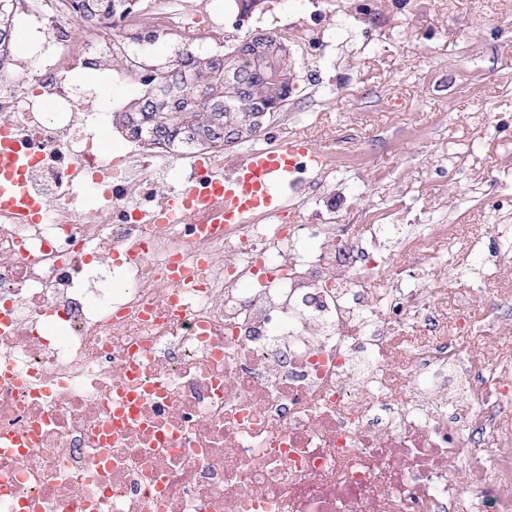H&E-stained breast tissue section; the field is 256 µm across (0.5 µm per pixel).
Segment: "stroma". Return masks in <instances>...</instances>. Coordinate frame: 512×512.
Here are the masks:
<instances>
[{
  "label": "stroma",
  "instance_id": "1",
  "mask_svg": "<svg viewBox=\"0 0 512 512\" xmlns=\"http://www.w3.org/2000/svg\"><path fill=\"white\" fill-rule=\"evenodd\" d=\"M140 9L178 13L198 32L199 54L223 51L219 36L234 17L228 0H141ZM13 22L18 63L4 79L30 80L44 34L22 11ZM250 26L287 34L299 84L258 145L301 133L341 160L310 196H296L285 223L360 224L375 213L395 224H481L500 243L501 225H512V0H268ZM99 31L149 68L181 45L151 25ZM67 78L104 114L98 133H111L120 152L151 156L110 122L140 84L83 64Z\"/></svg>",
  "mask_w": 512,
  "mask_h": 512
}]
</instances>
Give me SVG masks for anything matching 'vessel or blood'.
I'll return each instance as SVG.
<instances>
[{"label":"vessel or blood","instance_id":"obj_1","mask_svg":"<svg viewBox=\"0 0 512 512\" xmlns=\"http://www.w3.org/2000/svg\"><path fill=\"white\" fill-rule=\"evenodd\" d=\"M329 152L310 138L290 137L242 153L224 171L194 159V174L167 196L156 211L139 212L146 224H197L201 235L218 234L222 226L276 220L287 214L291 188L324 171ZM29 162L19 147L0 145V206L21 221L38 216L35 199L25 190Z\"/></svg>","mask_w":512,"mask_h":512}]
</instances>
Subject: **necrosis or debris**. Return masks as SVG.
Masks as SVG:
<instances>
[{
    "label": "necrosis or debris",
    "instance_id": "1",
    "mask_svg": "<svg viewBox=\"0 0 512 512\" xmlns=\"http://www.w3.org/2000/svg\"><path fill=\"white\" fill-rule=\"evenodd\" d=\"M19 5L53 52L39 94L0 86L42 203L34 224L0 209V433L35 441L0 455V512H512V283L405 275L457 242L478 260L483 228L139 223L127 180L157 207L166 168L114 159L67 80L124 42L73 34L75 0ZM175 257L201 287L173 294Z\"/></svg>",
    "mask_w": 512,
    "mask_h": 512
}]
</instances>
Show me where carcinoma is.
<instances>
[{
    "label": "carcinoma",
    "instance_id": "obj_1",
    "mask_svg": "<svg viewBox=\"0 0 512 512\" xmlns=\"http://www.w3.org/2000/svg\"><path fill=\"white\" fill-rule=\"evenodd\" d=\"M0 0V53L16 43L11 5ZM140 0H76L77 18L86 26L117 24L137 11ZM236 12L234 29L264 9L266 0H230ZM267 51L245 59L249 44ZM143 90L124 111L113 114L128 139L172 155L197 149L227 148L224 130L238 134L237 144L261 133L252 115L263 109L268 118L288 104L298 89L288 39L275 31L247 30L224 40V52L199 55L179 49L168 64L141 75Z\"/></svg>",
    "mask_w": 512,
    "mask_h": 512
}]
</instances>
